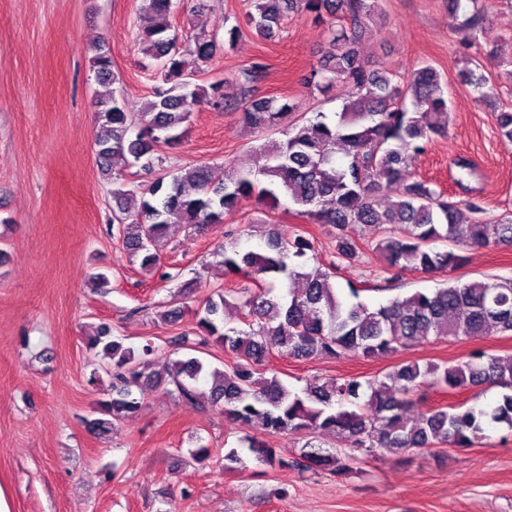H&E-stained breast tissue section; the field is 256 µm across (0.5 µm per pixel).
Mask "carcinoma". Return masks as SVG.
<instances>
[{
  "label": "carcinoma",
  "mask_w": 512,
  "mask_h": 512,
  "mask_svg": "<svg viewBox=\"0 0 512 512\" xmlns=\"http://www.w3.org/2000/svg\"><path fill=\"white\" fill-rule=\"evenodd\" d=\"M478 0H448V15L466 40L475 44L485 22ZM376 0H251L248 24L265 39L281 31L289 12H305L326 26L328 51L312 70L307 85L323 92L340 82L348 95L341 110L330 116L318 112L304 121L288 123L298 109L293 100L250 99L243 103L244 125L257 133H280L256 151L255 166L225 171L214 183L205 165H190L172 175L146 182L128 181L112 174V159L132 157L130 165L152 173L162 161L163 148L177 149L195 106L215 107L230 102L224 88L229 80L205 90L188 81L186 58L207 62L220 42L198 33L183 38L171 32L167 18L173 0H143V53L157 61L168 88L157 99L134 110L115 93L95 100L96 162L112 175V215L117 235L140 268L170 282L180 276L162 267L153 252L174 224L197 232L239 213L254 201L273 209L280 198L301 207L313 224H334L336 258L351 265L360 258L354 238L359 232L385 257L387 286L396 289L405 273H448L450 277L431 292L397 294L377 307L359 300L362 289L349 287L351 303L332 283L338 265L310 266L313 239L297 233L282 239L275 229L266 234L265 247L240 250L226 243L215 251L224 275L236 286L208 299L193 312L198 333L215 338L235 355L223 370L199 356H187L157 366L151 355L158 348L124 346L108 324L99 325L86 340L91 353L86 384L104 386L110 394L98 402L99 417L85 419L88 429L106 433L140 412L143 388L152 383L185 401L197 396L196 384L211 381V403L224 416L248 430L241 447L224 454V470L233 472L246 453L260 464L278 469L322 471L346 478L356 453L377 449L395 454L448 447H474L486 420L512 431V357L477 349L455 365L402 362L381 379L365 383L338 378L314 379L300 390L277 373L267 375L265 362L273 354L294 358L325 355L341 358L354 353L363 358L396 354L430 339L512 333V279L483 276L462 280L452 273L462 268V247L512 245V220L488 215L475 197L455 201L408 169L409 154L422 155L435 139L447 135L448 97L441 74L426 64L406 80L391 71L370 69L360 59L358 41L362 20L375 11ZM92 67L98 83L112 78V58L103 46L95 48ZM478 100L491 96L489 78L478 69L462 70ZM498 133L512 140V109L495 113ZM384 206H379V201ZM443 244L440 249L437 244ZM235 306L247 313V328L224 318ZM506 389L491 411L464 403L448 409L407 416L409 396L424 386L448 391L469 386ZM259 427L256 433L249 432ZM301 434L307 437L299 456L272 447L267 436ZM330 434L348 452L340 455L321 449L313 439Z\"/></svg>",
  "instance_id": "1"
}]
</instances>
